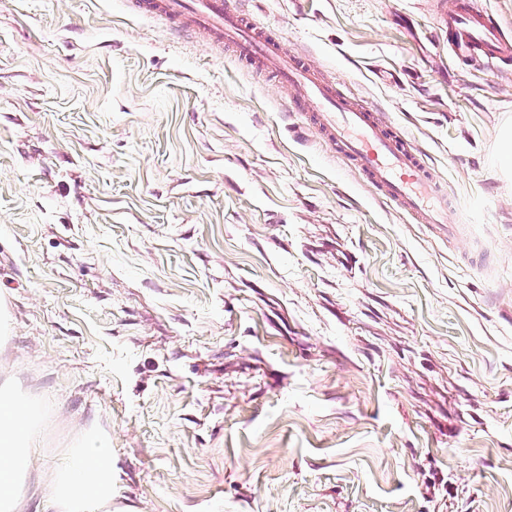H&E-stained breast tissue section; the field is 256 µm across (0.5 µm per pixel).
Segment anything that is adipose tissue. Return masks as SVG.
<instances>
[{
  "label": "adipose tissue",
  "instance_id": "obj_1",
  "mask_svg": "<svg viewBox=\"0 0 512 512\" xmlns=\"http://www.w3.org/2000/svg\"><path fill=\"white\" fill-rule=\"evenodd\" d=\"M42 410L12 376L0 377V512H23L41 485L52 512H112V448L106 433H79L50 475L31 472Z\"/></svg>",
  "mask_w": 512,
  "mask_h": 512
}]
</instances>
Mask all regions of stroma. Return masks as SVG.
Masks as SVG:
<instances>
[{
	"mask_svg": "<svg viewBox=\"0 0 512 512\" xmlns=\"http://www.w3.org/2000/svg\"><path fill=\"white\" fill-rule=\"evenodd\" d=\"M414 138L409 223L224 47L120 0H0V373L48 473L108 433L112 512H512V67L445 0H242ZM437 25L447 38L448 50L460 61L511 65V39L483 0H456L452 10L439 14Z\"/></svg>",
	"mask_w": 512,
	"mask_h": 512,
	"instance_id": "1",
	"label": "stroma"
}]
</instances>
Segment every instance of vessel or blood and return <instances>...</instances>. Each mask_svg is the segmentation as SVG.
<instances>
[{"instance_id": "obj_1", "label": "vessel or blood", "mask_w": 512, "mask_h": 512, "mask_svg": "<svg viewBox=\"0 0 512 512\" xmlns=\"http://www.w3.org/2000/svg\"><path fill=\"white\" fill-rule=\"evenodd\" d=\"M131 13L230 50L235 59L279 89H297L288 104L309 135L328 146L374 194L411 223L447 228L443 178L410 136L384 114L343 92L314 61L286 49L278 30L258 23L237 0H126ZM437 25L452 55L463 62L512 64V37L484 0H456Z\"/></svg>"}]
</instances>
